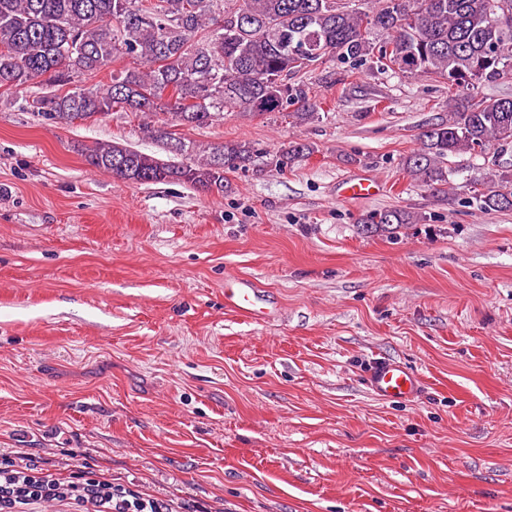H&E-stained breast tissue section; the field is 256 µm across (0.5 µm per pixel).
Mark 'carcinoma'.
<instances>
[{
    "label": "carcinoma",
    "instance_id": "cac0c4a2",
    "mask_svg": "<svg viewBox=\"0 0 512 512\" xmlns=\"http://www.w3.org/2000/svg\"><path fill=\"white\" fill-rule=\"evenodd\" d=\"M118 60L127 64L112 69ZM333 60L347 76L369 68L448 86L450 110L403 161L440 202L457 199L449 157L512 146V98L478 95L512 74V0H0V88L26 89L48 77L56 93L31 107L66 125L113 111L152 120L145 128L167 160L114 141L82 150L92 169L136 184L224 193L225 173L251 163L254 146L203 144L179 129L228 112H284L293 125L317 120L304 77ZM313 151L290 141L275 166ZM470 188L463 203L512 211V164H495ZM421 221L394 207L361 215L358 226L394 235Z\"/></svg>",
    "mask_w": 512,
    "mask_h": 512
}]
</instances>
